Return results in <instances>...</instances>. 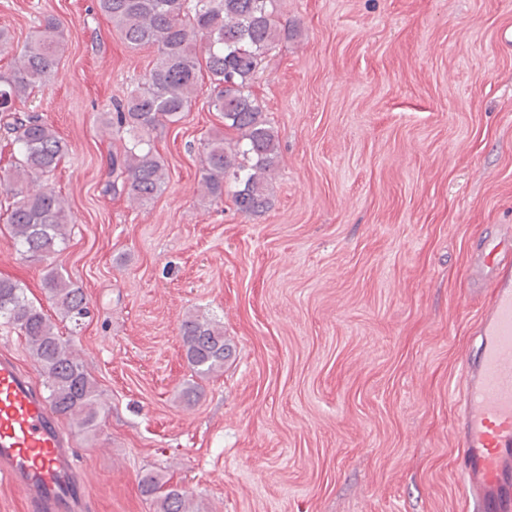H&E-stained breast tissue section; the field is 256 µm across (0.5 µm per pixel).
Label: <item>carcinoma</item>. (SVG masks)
<instances>
[{
	"label": "carcinoma",
	"mask_w": 512,
	"mask_h": 512,
	"mask_svg": "<svg viewBox=\"0 0 512 512\" xmlns=\"http://www.w3.org/2000/svg\"><path fill=\"white\" fill-rule=\"evenodd\" d=\"M274 0H96L132 48L153 47L154 67L112 113V126L128 134L122 150L112 155V172L124 192L141 205L164 190L168 174L151 133L175 124L190 108L198 73L206 69L214 84L212 106L224 125L237 131L227 139L215 131L201 143L205 164L202 198H224V179L233 177L236 210L247 215L268 205L267 176L273 170L278 139L250 88L265 54L280 38ZM62 45L60 25L46 16L20 51L15 66L0 76V116L7 120L10 145L17 153L12 172L0 177V191L10 196L7 224L16 250L25 258L50 260L69 239L71 215L53 189L23 190L18 183L48 176L67 153V145L38 112H16V104L57 74ZM42 289L62 317L78 326L89 314L83 291L51 266ZM0 321L17 329L46 377L53 412L82 429L94 426L104 406L96 384L74 354L70 341L59 336L50 318L29 301L25 289L0 277ZM181 336L194 374L206 377L224 370L232 355L224 327L189 316ZM141 493L156 512H194L188 493L155 475L140 481Z\"/></svg>",
	"instance_id": "carcinoma-1"
}]
</instances>
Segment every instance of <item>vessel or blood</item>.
<instances>
[{
	"label": "vessel or blood",
	"instance_id": "1",
	"mask_svg": "<svg viewBox=\"0 0 512 512\" xmlns=\"http://www.w3.org/2000/svg\"><path fill=\"white\" fill-rule=\"evenodd\" d=\"M476 270L494 288L458 402L457 481L467 512H512V264L500 242H485ZM0 481L22 495L28 512H87L75 448L32 378L6 353L0 355Z\"/></svg>",
	"mask_w": 512,
	"mask_h": 512
}]
</instances>
